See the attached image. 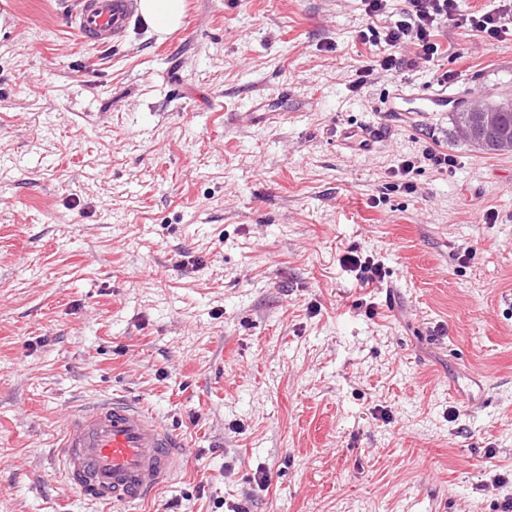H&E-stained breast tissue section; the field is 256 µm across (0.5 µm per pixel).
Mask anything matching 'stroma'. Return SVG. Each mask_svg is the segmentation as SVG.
I'll return each instance as SVG.
<instances>
[{"mask_svg":"<svg viewBox=\"0 0 512 512\" xmlns=\"http://www.w3.org/2000/svg\"><path fill=\"white\" fill-rule=\"evenodd\" d=\"M186 2L165 41L135 19L95 45L76 0H0V512H104L50 452L112 397L186 443L137 512H502L512 154L358 84L384 51L361 0ZM503 4L457 0L406 85L512 95ZM490 11L489 42L467 19ZM353 126L385 135L358 150ZM428 146L454 165L407 193L392 171ZM340 261L350 268V271H360V273H357V281L361 288L369 287L376 280V277H380L379 265L367 258L362 262L358 256L349 254L344 255Z\"/></svg>","mask_w":512,"mask_h":512,"instance_id":"1","label":"stroma"}]
</instances>
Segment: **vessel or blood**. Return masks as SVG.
Returning a JSON list of instances; mask_svg holds the SVG:
<instances>
[{
    "mask_svg": "<svg viewBox=\"0 0 512 512\" xmlns=\"http://www.w3.org/2000/svg\"><path fill=\"white\" fill-rule=\"evenodd\" d=\"M137 0H78L71 28L98 45L120 41ZM184 443L144 405L105 400L75 411L56 449L59 471L83 499L105 508L147 501L176 475Z\"/></svg>",
    "mask_w": 512,
    "mask_h": 512,
    "instance_id": "1",
    "label": "vessel or blood"
}]
</instances>
